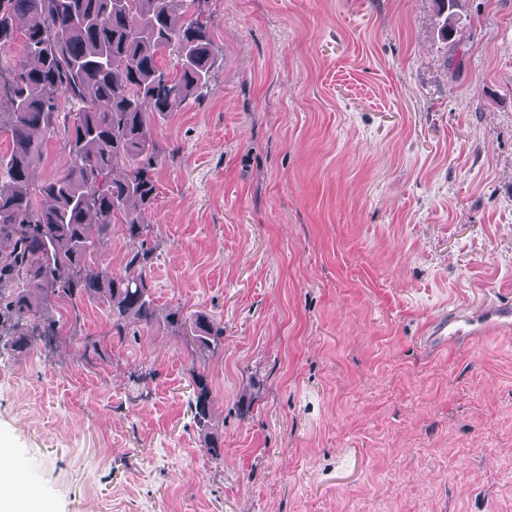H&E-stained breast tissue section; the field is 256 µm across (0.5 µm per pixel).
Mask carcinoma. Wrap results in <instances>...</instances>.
I'll return each mask as SVG.
<instances>
[{"label":"carcinoma","instance_id":"1","mask_svg":"<svg viewBox=\"0 0 512 512\" xmlns=\"http://www.w3.org/2000/svg\"><path fill=\"white\" fill-rule=\"evenodd\" d=\"M195 2L0 0V130L10 133L7 158L0 157V242L11 243L0 249V328L11 351H31L54 335L44 310L55 299L75 305L106 294L110 333L120 340L130 320L154 322L149 250L136 251L121 273L107 264L93 271L88 258L117 222L130 240H142L158 193L155 119L207 85L215 45ZM460 2L440 0L441 34L450 42L461 40L453 22ZM17 41L23 56L4 59ZM165 55L172 65H162ZM61 99L76 106L64 169L33 190L30 169L42 156L34 133L54 132ZM188 322L199 351L224 341L222 322L171 313L170 326ZM194 385L189 407L203 423L206 376Z\"/></svg>","mask_w":512,"mask_h":512}]
</instances>
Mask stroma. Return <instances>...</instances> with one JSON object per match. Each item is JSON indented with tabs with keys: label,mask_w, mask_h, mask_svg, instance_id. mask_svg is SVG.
<instances>
[{
	"label": "stroma",
	"mask_w": 512,
	"mask_h": 512,
	"mask_svg": "<svg viewBox=\"0 0 512 512\" xmlns=\"http://www.w3.org/2000/svg\"><path fill=\"white\" fill-rule=\"evenodd\" d=\"M198 9L204 94L155 122L157 321L117 340L62 299L57 338L0 354V477L42 512H512V330L421 340L512 307V0H464L456 46L437 0ZM177 309L223 321L218 349ZM509 322H512V309L506 306H497L482 318L448 316V320L437 321L429 327L428 339L436 348H445L448 346V338L470 339L483 333L491 324ZM196 394L194 400L189 403L191 412L200 424L204 423L208 417V404L210 397V388L206 376L198 374L194 380Z\"/></svg>",
	"instance_id": "35a3bbf8"
}]
</instances>
